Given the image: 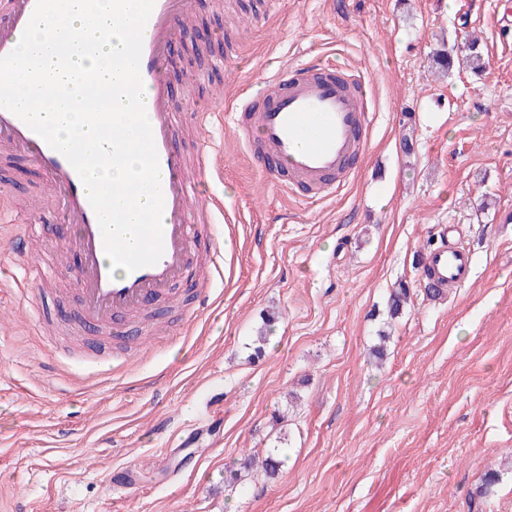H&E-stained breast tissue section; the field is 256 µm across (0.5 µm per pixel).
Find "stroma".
Masks as SVG:
<instances>
[{
	"label": "stroma",
	"instance_id": "stroma-1",
	"mask_svg": "<svg viewBox=\"0 0 512 512\" xmlns=\"http://www.w3.org/2000/svg\"><path fill=\"white\" fill-rule=\"evenodd\" d=\"M508 13L512 0H199L171 59L189 116L215 92L329 62L372 81L371 145L343 190L309 202L208 122L223 278L199 309L191 255L159 339L67 336L79 301L53 258L73 228L43 206L45 278L0 267V512H512V31L495 25ZM471 35L483 71L439 74L433 51ZM36 181L16 157L0 196L30 207ZM443 224L460 225L474 272L434 298L421 265ZM401 283L411 300L393 318ZM271 449L277 477L225 483ZM116 467L136 472L120 494Z\"/></svg>",
	"mask_w": 512,
	"mask_h": 512
}]
</instances>
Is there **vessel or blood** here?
<instances>
[{
	"label": "vessel or blood",
	"mask_w": 512,
	"mask_h": 512,
	"mask_svg": "<svg viewBox=\"0 0 512 512\" xmlns=\"http://www.w3.org/2000/svg\"><path fill=\"white\" fill-rule=\"evenodd\" d=\"M37 0H6L0 8V57L17 46ZM195 0H155L143 29L140 73L147 95L164 199L163 254L132 272L112 269L86 187L66 156L11 111L0 108V148L27 157L53 191L64 223L75 229L69 251L78 253L74 286L80 314L71 327L122 335L120 317L137 318L149 304L168 299L187 271L191 252L216 258L206 224L215 201L201 198L199 181L177 146L180 108L169 73V50L184 34ZM371 85L362 75L333 64L286 66L262 94L241 91L231 101L216 97L211 113H222L243 142L252 164L271 183L311 199L335 196L371 140ZM440 227V243L422 266L427 287L440 291L467 284L473 274L469 248Z\"/></svg>",
	"instance_id": "b4317fda"
}]
</instances>
